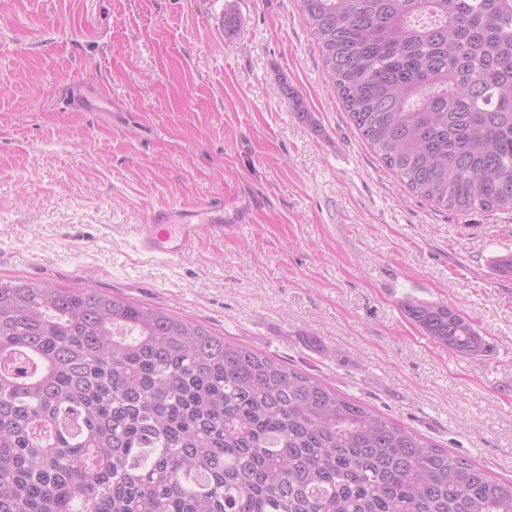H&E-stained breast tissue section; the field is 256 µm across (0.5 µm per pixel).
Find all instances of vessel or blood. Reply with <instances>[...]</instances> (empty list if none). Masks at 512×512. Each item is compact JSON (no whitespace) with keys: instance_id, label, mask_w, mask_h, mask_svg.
Masks as SVG:
<instances>
[{"instance_id":"obj_1","label":"vessel or blood","mask_w":512,"mask_h":512,"mask_svg":"<svg viewBox=\"0 0 512 512\" xmlns=\"http://www.w3.org/2000/svg\"><path fill=\"white\" fill-rule=\"evenodd\" d=\"M73 103L85 112H108L112 109L111 102L98 99L84 88L74 92ZM215 211V206L210 205L156 212L140 234L139 247L153 255L176 256L202 233L224 232V225L214 217Z\"/></svg>"}]
</instances>
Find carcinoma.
<instances>
[{"mask_svg":"<svg viewBox=\"0 0 512 512\" xmlns=\"http://www.w3.org/2000/svg\"><path fill=\"white\" fill-rule=\"evenodd\" d=\"M385 167L512 211V0H299ZM405 314L448 352L482 336ZM0 512H512V480L317 378L95 287L0 280Z\"/></svg>","mask_w":512,"mask_h":512,"instance_id":"1","label":"carcinoma"}]
</instances>
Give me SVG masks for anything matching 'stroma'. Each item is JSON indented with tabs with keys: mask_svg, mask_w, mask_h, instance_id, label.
Returning a JSON list of instances; mask_svg holds the SVG:
<instances>
[{
	"mask_svg": "<svg viewBox=\"0 0 512 512\" xmlns=\"http://www.w3.org/2000/svg\"><path fill=\"white\" fill-rule=\"evenodd\" d=\"M239 28L222 27L227 2ZM97 85L108 112L62 102ZM298 93L303 112L290 98ZM176 258L152 213L232 214ZM512 212L411 192L345 111L297 0H0V278L93 286L194 320L512 479ZM452 306L488 350L408 318ZM405 314L449 353L477 356L484 350L482 336L451 306L443 302L408 299Z\"/></svg>",
	"mask_w": 512,
	"mask_h": 512,
	"instance_id": "obj_1",
	"label": "stroma"
}]
</instances>
